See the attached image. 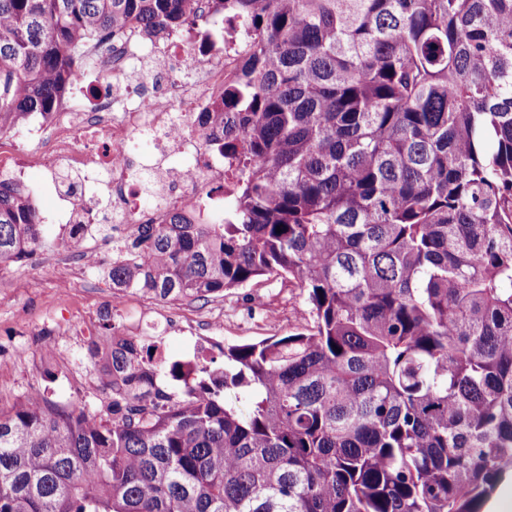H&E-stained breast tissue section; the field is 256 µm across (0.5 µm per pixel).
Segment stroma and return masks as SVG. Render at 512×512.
Segmentation results:
<instances>
[{
	"mask_svg": "<svg viewBox=\"0 0 512 512\" xmlns=\"http://www.w3.org/2000/svg\"><path fill=\"white\" fill-rule=\"evenodd\" d=\"M42 255L44 260L40 263H0V345L23 342L34 357L54 342L56 325L87 321L93 332H100L113 294L112 282L106 273L94 274L83 287L75 288L60 276L63 255L51 246L43 248ZM251 293L263 304L262 310L252 317L242 305L241 291L233 290L223 299L204 305L162 304L140 298L125 312L115 313L114 319L120 323L123 332L133 336L143 334L150 325H158L165 331L169 354L179 358L192 352L196 338L209 337V324L214 316L224 319V343L245 344L287 334L305 315L299 289L263 283L253 286ZM182 315L195 319V336H182L168 330V321L177 320ZM36 388L46 390L59 402L91 396L90 390L61 384L46 367L0 359V409H10Z\"/></svg>",
	"mask_w": 512,
	"mask_h": 512,
	"instance_id": "1",
	"label": "stroma"
}]
</instances>
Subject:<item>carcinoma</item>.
Masks as SVG:
<instances>
[{"instance_id":"obj_1","label":"carcinoma","mask_w":512,"mask_h":512,"mask_svg":"<svg viewBox=\"0 0 512 512\" xmlns=\"http://www.w3.org/2000/svg\"><path fill=\"white\" fill-rule=\"evenodd\" d=\"M200 2L0 0V134ZM208 2L254 35L202 140L237 182L134 225L112 289L286 281L307 317L175 360L103 325L100 405L0 410V512H483L512 476V0ZM46 242L0 183V263Z\"/></svg>"}]
</instances>
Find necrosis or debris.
Instances as JSON below:
<instances>
[{
	"mask_svg": "<svg viewBox=\"0 0 512 512\" xmlns=\"http://www.w3.org/2000/svg\"><path fill=\"white\" fill-rule=\"evenodd\" d=\"M240 23L209 15L202 33L172 45L151 44L133 27L111 38L91 78V102L69 97L15 140H0V180H20L38 165L64 211L62 239H79L74 271L84 277L111 256L112 239L135 224H161L216 187L231 188L230 164L204 151L202 116L213 111L248 51ZM151 142L135 156L130 142ZM184 165L176 166L172 157ZM110 224L111 237H94Z\"/></svg>",
	"mask_w": 512,
	"mask_h": 512,
	"instance_id": "necrosis-or-debris-1",
	"label": "necrosis or debris"
}]
</instances>
